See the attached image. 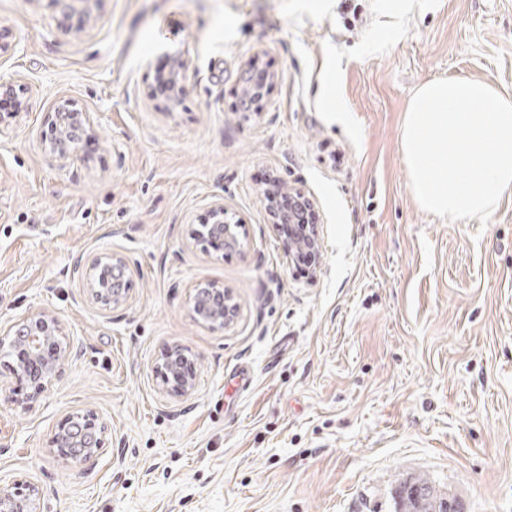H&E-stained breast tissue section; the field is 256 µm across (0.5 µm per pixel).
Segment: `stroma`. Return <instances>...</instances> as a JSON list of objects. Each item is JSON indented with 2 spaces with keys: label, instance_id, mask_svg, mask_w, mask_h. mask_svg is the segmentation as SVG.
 <instances>
[{
  "label": "stroma",
  "instance_id": "stroma-1",
  "mask_svg": "<svg viewBox=\"0 0 512 512\" xmlns=\"http://www.w3.org/2000/svg\"><path fill=\"white\" fill-rule=\"evenodd\" d=\"M177 58L172 99L154 78ZM252 67L270 80L244 112ZM443 78L512 96V0H0V83L26 88L0 136V328L42 311L81 349L34 403L0 399V482L37 485L41 512H394L424 474L464 512H512V195L485 224L438 217L401 149ZM66 102L96 137L63 161ZM271 177L316 203V278L269 221ZM218 202L237 249L189 235ZM106 254L120 307L87 296ZM201 283L232 324L195 319ZM175 348L186 395L156 372ZM87 410L107 432L78 464L49 441Z\"/></svg>",
  "mask_w": 512,
  "mask_h": 512
}]
</instances>
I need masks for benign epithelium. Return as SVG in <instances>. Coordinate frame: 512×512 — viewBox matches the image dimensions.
Returning <instances> with one entry per match:
<instances>
[{
    "label": "benign epithelium",
    "instance_id": "benign-epithelium-1",
    "mask_svg": "<svg viewBox=\"0 0 512 512\" xmlns=\"http://www.w3.org/2000/svg\"><path fill=\"white\" fill-rule=\"evenodd\" d=\"M50 123L53 129L51 148L53 154L60 159L77 155L82 143L96 136L93 121L84 112H72L60 107L51 113ZM284 193L288 195V209L278 210L270 204L267 208L271 223L277 231L287 230L285 241L288 261L295 262L305 252L320 249L321 238L315 222L313 200L299 189L288 188ZM212 219L214 223L201 225V228L193 231V235L231 247L243 228V219L229 216L222 204L213 207ZM131 288L132 281L129 278L118 283L112 282V288L105 294L88 286L89 297L93 301L107 300L114 307L128 301ZM235 309V303L226 297L219 306L205 301L193 312L199 322L217 327L230 323ZM7 335L24 344L26 359L19 362V367L30 372L31 390L22 398L26 403L40 398L54 381L63 376L69 360L81 353L79 347L68 343L57 357H45L47 348L59 343L58 336L62 335V328L56 318L43 312L31 313L13 325ZM184 363L185 357L181 351L170 350L164 354L160 366L163 383L178 395L188 394L195 388L193 379L183 374ZM105 431L106 427L98 423L97 415L86 411L76 417L69 416L52 436L51 444L68 449L71 457L78 462L90 461L101 448ZM40 499L39 488L32 484H0V512H40Z\"/></svg>",
    "mask_w": 512,
    "mask_h": 512
}]
</instances>
